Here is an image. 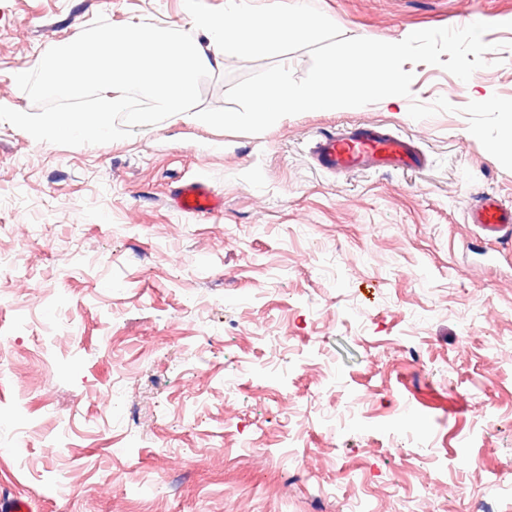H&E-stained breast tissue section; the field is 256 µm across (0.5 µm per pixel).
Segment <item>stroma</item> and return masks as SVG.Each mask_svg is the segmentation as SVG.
Listing matches in <instances>:
<instances>
[{
    "instance_id": "obj_1",
    "label": "stroma",
    "mask_w": 512,
    "mask_h": 512,
    "mask_svg": "<svg viewBox=\"0 0 512 512\" xmlns=\"http://www.w3.org/2000/svg\"><path fill=\"white\" fill-rule=\"evenodd\" d=\"M343 37L486 22L476 104L405 63L399 105L305 112L260 134L173 115L68 147L0 122V490L41 512H479L512 485V242L467 223L512 204V0H311ZM188 32L184 0H0V106L16 74L97 15ZM225 58L200 87L227 106ZM376 122L415 138L418 173L333 176L316 135ZM224 197L172 208L180 181ZM172 207L196 216H208L221 211L224 199L202 180L181 182L170 193Z\"/></svg>"
}]
</instances>
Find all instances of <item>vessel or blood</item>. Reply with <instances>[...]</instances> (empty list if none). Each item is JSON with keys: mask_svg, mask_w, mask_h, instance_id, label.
<instances>
[{"mask_svg": "<svg viewBox=\"0 0 512 512\" xmlns=\"http://www.w3.org/2000/svg\"><path fill=\"white\" fill-rule=\"evenodd\" d=\"M315 167L325 173L345 175L363 171L421 170L429 158L416 141L379 123L336 129L315 138L310 148ZM174 209L196 216L221 211L224 200L206 182L186 180L170 193ZM467 221L484 235L505 240L512 237V208L491 194L467 212Z\"/></svg>", "mask_w": 512, "mask_h": 512, "instance_id": "vessel-or-blood-1", "label": "vessel or blood"}]
</instances>
